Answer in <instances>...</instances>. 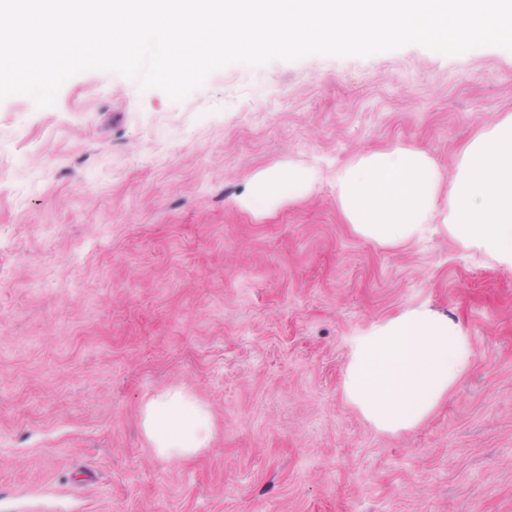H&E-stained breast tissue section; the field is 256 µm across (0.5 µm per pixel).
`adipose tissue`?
<instances>
[{
    "mask_svg": "<svg viewBox=\"0 0 512 512\" xmlns=\"http://www.w3.org/2000/svg\"><path fill=\"white\" fill-rule=\"evenodd\" d=\"M317 182L313 169L291 160L252 175L236 204L268 216L311 197ZM336 206L356 235L380 245H405L436 230L512 268V113L478 132L450 175L406 144L357 154L336 174ZM472 357L457 322L412 309L354 340L343 393L376 431L407 432L448 398ZM142 428L158 458L184 459L209 447L212 413L191 392L171 389L144 405Z\"/></svg>",
    "mask_w": 512,
    "mask_h": 512,
    "instance_id": "obj_1",
    "label": "adipose tissue"
}]
</instances>
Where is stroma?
I'll return each instance as SVG.
<instances>
[{
	"mask_svg": "<svg viewBox=\"0 0 512 512\" xmlns=\"http://www.w3.org/2000/svg\"><path fill=\"white\" fill-rule=\"evenodd\" d=\"M512 113V54L418 44L234 63L180 101L86 70L0 100V512H512V269L439 233L353 234L337 168L397 143L445 171ZM315 193L254 218L248 177L287 159ZM422 306L471 369L419 428L346 400L354 339ZM209 405L196 456L158 459L142 408Z\"/></svg>",
	"mask_w": 512,
	"mask_h": 512,
	"instance_id": "35a3bbf8",
	"label": "stroma"
}]
</instances>
